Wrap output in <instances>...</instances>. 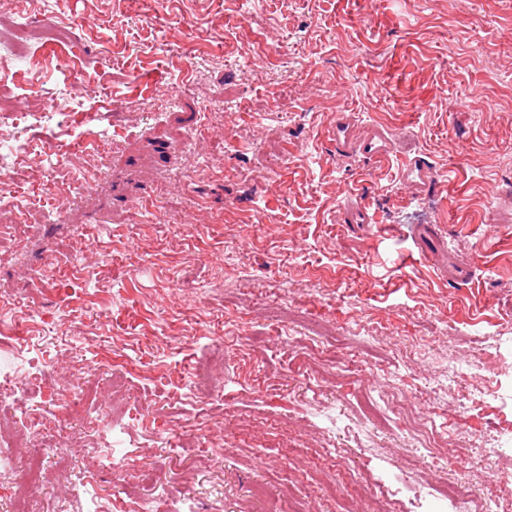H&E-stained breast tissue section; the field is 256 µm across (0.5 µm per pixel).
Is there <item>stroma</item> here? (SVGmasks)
<instances>
[{
	"label": "stroma",
	"instance_id": "obj_1",
	"mask_svg": "<svg viewBox=\"0 0 512 512\" xmlns=\"http://www.w3.org/2000/svg\"><path fill=\"white\" fill-rule=\"evenodd\" d=\"M48 21L69 47L0 42L11 109L52 100L68 155L45 126L0 132L26 144L0 200V417L23 437L37 405L54 442L30 512L77 485L101 512H372L332 491L359 476L405 512L453 483L512 512V0H0V27ZM344 112L411 140L438 185L341 155ZM423 223L471 280L422 252ZM27 462L0 444V512Z\"/></svg>",
	"mask_w": 512,
	"mask_h": 512
}]
</instances>
